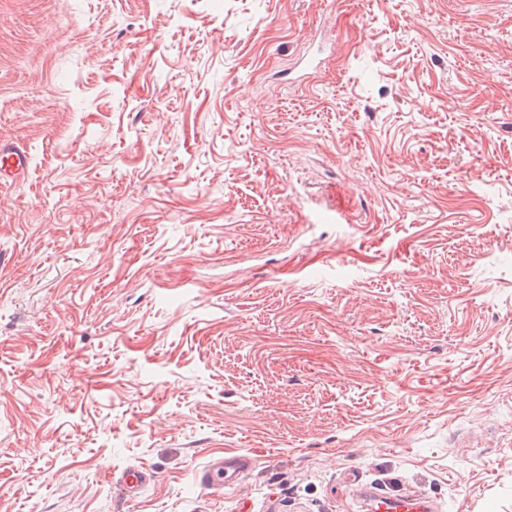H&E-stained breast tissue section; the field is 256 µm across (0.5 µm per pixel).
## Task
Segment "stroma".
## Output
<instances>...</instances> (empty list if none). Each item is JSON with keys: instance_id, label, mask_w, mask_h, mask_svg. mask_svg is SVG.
Here are the masks:
<instances>
[{"instance_id": "stroma-1", "label": "stroma", "mask_w": 512, "mask_h": 512, "mask_svg": "<svg viewBox=\"0 0 512 512\" xmlns=\"http://www.w3.org/2000/svg\"><path fill=\"white\" fill-rule=\"evenodd\" d=\"M1 137L0 512H512V0H0ZM28 172V157L24 147L0 139V181H23ZM249 463V459L241 456L219 458L203 474L202 480L211 488L233 485ZM374 510L377 512H428L430 507L426 502L414 495L397 498L385 497L378 494L371 496Z\"/></svg>"}]
</instances>
